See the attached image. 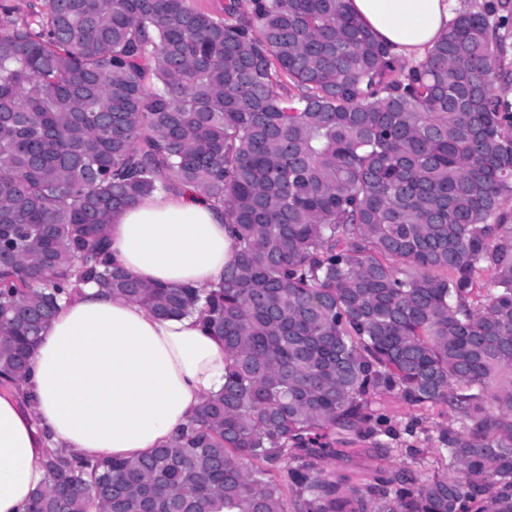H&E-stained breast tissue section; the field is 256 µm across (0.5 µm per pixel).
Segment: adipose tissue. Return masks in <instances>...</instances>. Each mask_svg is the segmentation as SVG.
<instances>
[{
    "label": "adipose tissue",
    "mask_w": 512,
    "mask_h": 512,
    "mask_svg": "<svg viewBox=\"0 0 512 512\" xmlns=\"http://www.w3.org/2000/svg\"><path fill=\"white\" fill-rule=\"evenodd\" d=\"M392 53L423 56L448 27V0H350ZM113 257L148 285L219 287L232 258L224 207L164 191L112 215ZM224 343L197 316L160 318L82 286L42 333L25 381L0 394V512H25L50 451L139 457L169 443L224 387Z\"/></svg>",
    "instance_id": "obj_1"
}]
</instances>
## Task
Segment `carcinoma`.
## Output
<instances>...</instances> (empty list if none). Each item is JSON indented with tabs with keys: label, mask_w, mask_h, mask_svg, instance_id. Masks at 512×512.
Returning <instances> with one entry per match:
<instances>
[{
	"label": "carcinoma",
	"mask_w": 512,
	"mask_h": 512,
	"mask_svg": "<svg viewBox=\"0 0 512 512\" xmlns=\"http://www.w3.org/2000/svg\"><path fill=\"white\" fill-rule=\"evenodd\" d=\"M495 0L406 67L349 0H44L0 21V387L80 285L224 341V391L168 445L50 453L26 512H512V83ZM184 185L234 255L206 295L112 261V212ZM487 272L489 276L481 277ZM446 404L453 469L349 492L336 432ZM285 467L284 481L272 472Z\"/></svg>",
	"instance_id": "obj_1"
}]
</instances>
